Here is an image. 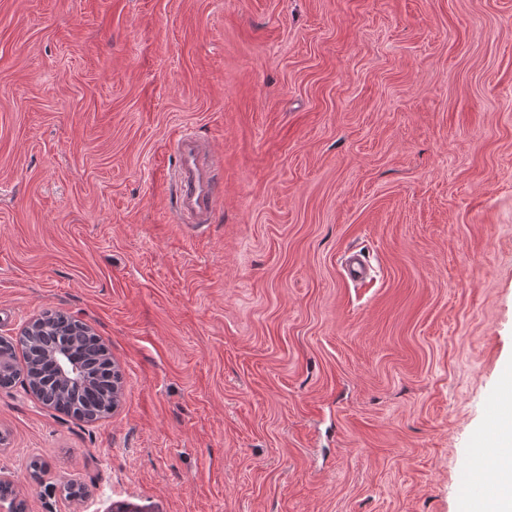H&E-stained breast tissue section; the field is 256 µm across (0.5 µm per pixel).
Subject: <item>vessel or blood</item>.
Listing matches in <instances>:
<instances>
[{
    "mask_svg": "<svg viewBox=\"0 0 512 512\" xmlns=\"http://www.w3.org/2000/svg\"><path fill=\"white\" fill-rule=\"evenodd\" d=\"M175 155L172 205L182 223L199 227L211 223L217 207L218 178L210 146L190 132L170 144Z\"/></svg>",
    "mask_w": 512,
    "mask_h": 512,
    "instance_id": "b4317fda",
    "label": "vessel or blood"
}]
</instances>
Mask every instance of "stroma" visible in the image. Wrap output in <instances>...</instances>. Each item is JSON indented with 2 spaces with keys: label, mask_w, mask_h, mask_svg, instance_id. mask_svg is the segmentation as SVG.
Listing matches in <instances>:
<instances>
[{
  "label": "stroma",
  "mask_w": 512,
  "mask_h": 512,
  "mask_svg": "<svg viewBox=\"0 0 512 512\" xmlns=\"http://www.w3.org/2000/svg\"><path fill=\"white\" fill-rule=\"evenodd\" d=\"M46 311L122 387L93 423L0 388L26 512H468L512 405V0H0V336ZM170 149L176 160L174 213L190 227L210 224L219 199L217 169L210 146L195 134L182 132L170 143Z\"/></svg>",
  "instance_id": "stroma-1"
}]
</instances>
